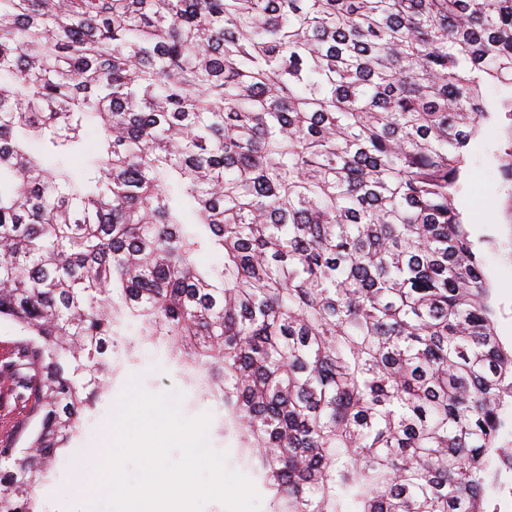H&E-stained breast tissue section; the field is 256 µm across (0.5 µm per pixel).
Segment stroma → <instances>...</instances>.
Segmentation results:
<instances>
[{
	"mask_svg": "<svg viewBox=\"0 0 512 512\" xmlns=\"http://www.w3.org/2000/svg\"><path fill=\"white\" fill-rule=\"evenodd\" d=\"M510 168L512 113L501 108L467 148L455 204L490 287L496 331L508 348L512 347V181L503 172ZM112 369L111 391L103 396L95 412L85 416L81 434L54 457L49 476L37 491L38 512H82L87 498L73 493L72 487L81 475L91 472L111 446L112 417L120 396L134 379L151 393L182 392V412L186 416L211 414L210 444L227 451L230 469L252 480L261 497V508L268 512L272 494L249 451L242 448L234 434L224 432L223 406L193 384L182 358L169 344L145 345L131 355L118 351L112 356Z\"/></svg>",
	"mask_w": 512,
	"mask_h": 512,
	"instance_id": "35a3bbf8",
	"label": "stroma"
}]
</instances>
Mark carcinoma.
Instances as JSON below:
<instances>
[{"mask_svg":"<svg viewBox=\"0 0 512 512\" xmlns=\"http://www.w3.org/2000/svg\"><path fill=\"white\" fill-rule=\"evenodd\" d=\"M490 85L512 0H0V512L112 387L120 315L271 512H486L512 349L455 197ZM2 396L5 397L2 402ZM21 404L9 389V384L0 381V440L10 436L14 423L21 416Z\"/></svg>","mask_w":512,"mask_h":512,"instance_id":"cac0c4a2","label":"carcinoma"}]
</instances>
